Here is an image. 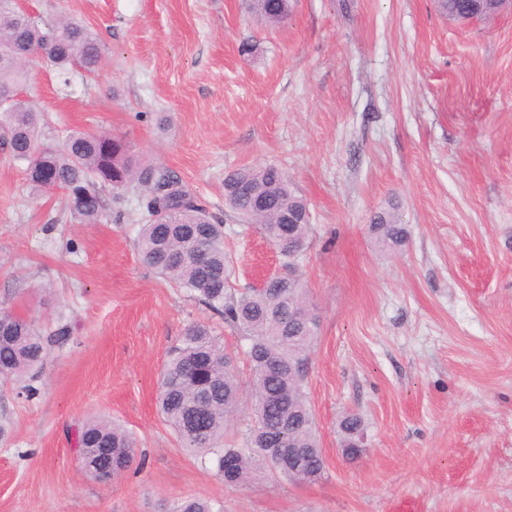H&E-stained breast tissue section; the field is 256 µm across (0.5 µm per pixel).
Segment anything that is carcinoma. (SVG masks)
I'll list each match as a JSON object with an SVG mask.
<instances>
[{"label": "carcinoma", "mask_w": 512, "mask_h": 512, "mask_svg": "<svg viewBox=\"0 0 512 512\" xmlns=\"http://www.w3.org/2000/svg\"><path fill=\"white\" fill-rule=\"evenodd\" d=\"M257 17L271 25L288 20L286 0H258L249 4ZM42 57L65 75L73 67L95 74L103 61L96 34L82 22L65 17L42 27L19 9L15 0H0V142L14 163L22 166L34 192L62 191L74 220L98 224L104 212V193L112 200L139 193L140 224L136 248L141 261L164 279L187 289L205 307L224 317L249 340L245 356L251 371V417L238 441L228 444L230 429L243 402L242 384L223 339L204 322L189 325L170 351L159 379V410L181 447L203 451L219 475L224 458L236 462V483L258 472L279 473L298 484L313 483L324 474V461L308 401L306 382L292 368L309 359L317 335V321L305 304L299 268L272 291H232L226 279L229 257L224 251V224L213 220L196 197L170 169L143 167L132 147L112 133L72 131L59 140L45 133L43 114L22 95L31 64L21 53ZM224 203L237 215L241 231H258L279 250L288 265V240L306 245L312 231L306 201L292 188L284 171L273 164L245 167L224 176ZM289 209L294 223H282ZM375 242L385 249L403 246L405 225L389 213L370 224ZM307 316L304 331L288 321V313ZM49 339L32 322L0 308V381L22 382L42 366ZM343 453L358 456L355 444L366 434L362 417L345 414L339 422ZM79 461L93 479L103 480L112 469L117 479L138 455L134 439L107 419L87 421L78 432ZM302 453L299 472L280 464L275 449ZM170 512H223L211 500L186 497Z\"/></svg>", "instance_id": "obj_1"}]
</instances>
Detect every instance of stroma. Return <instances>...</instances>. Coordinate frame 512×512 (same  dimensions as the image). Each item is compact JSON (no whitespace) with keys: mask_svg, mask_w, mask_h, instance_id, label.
<instances>
[{"mask_svg":"<svg viewBox=\"0 0 512 512\" xmlns=\"http://www.w3.org/2000/svg\"><path fill=\"white\" fill-rule=\"evenodd\" d=\"M286 25L244 0H27L106 47L94 77L36 63L26 95L52 134L109 130L173 171L230 233L228 282L279 269L238 236L225 173L283 168L308 204L300 260L319 317L307 393L325 461L316 482L264 474L225 486L159 414L170 347L193 322L247 341L142 264L139 204L75 223L60 192L28 189L0 149V306L70 327L33 397L0 385V512H512V15L448 22L434 0H292ZM394 213L404 246L369 225ZM360 413L358 459L338 422ZM121 424L137 458L117 481L86 476L76 434ZM370 232L375 242L385 249H396L403 246L407 239L404 224H399L395 216L389 213H379L370 224ZM221 505L214 503L212 500L186 497L178 500L170 512H223Z\"/></svg>","mask_w":512,"mask_h":512,"instance_id":"obj_1","label":"stroma"}]
</instances>
